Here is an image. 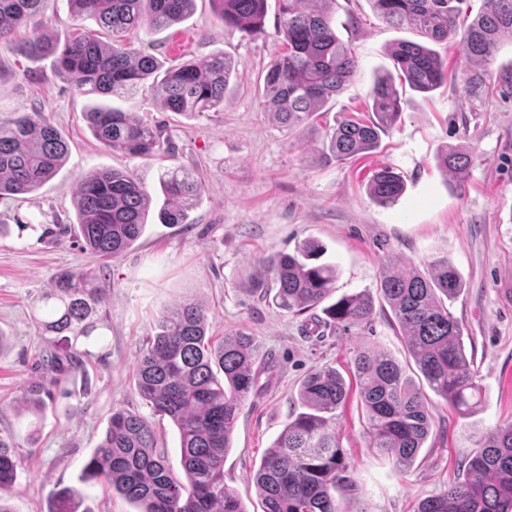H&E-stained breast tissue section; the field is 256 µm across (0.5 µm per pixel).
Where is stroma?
Listing matches in <instances>:
<instances>
[{
    "instance_id": "obj_1",
    "label": "stroma",
    "mask_w": 512,
    "mask_h": 512,
    "mask_svg": "<svg viewBox=\"0 0 512 512\" xmlns=\"http://www.w3.org/2000/svg\"><path fill=\"white\" fill-rule=\"evenodd\" d=\"M276 16V0H267L266 33L253 40L226 30L210 0H196L193 14L180 23L130 31L132 42L167 66L199 63L219 52L243 66L223 107L200 116L165 111L144 90L116 99L122 111L162 129L161 152L144 160L112 154L95 140L86 120L92 99L55 76L51 58L0 47V118L43 113L69 144L52 180L33 193L0 199V435L14 438L21 461L10 512H48L53 492L75 485L82 512H134L120 494L79 481L117 407L150 418L158 448L173 473L182 475L178 431L140 397L136 372L161 311L187 299L205 305L210 336L248 331L266 356L224 460V481L247 512H261L253 475L300 410L299 381L322 366L335 367L349 388L332 423L351 462L348 487L336 494L340 512H416L422 499L461 478L465 460L489 431L512 422V86L498 79L512 70V39L500 43L486 94L476 102L462 92V54L454 45L436 44L457 83L428 94L403 89L401 120L378 148L336 161L318 153L326 123L339 112L366 111L374 80L393 69L390 45L420 36L386 26L369 0H333V28L358 72L325 105L324 117L288 131L271 122L260 79L279 48ZM447 146L474 152L464 180L437 167L435 158ZM386 165L403 176L406 190L382 206L366 183ZM177 166L203 187L190 223L171 226L149 216L143 236L114 260L85 251L69 232L76 190L87 174L134 169L158 207L164 200L158 178ZM307 239L320 241L324 261L335 265L340 295L376 292L391 261L424 270L433 258L445 257L462 277L463 290L449 308L475 349L484 400L478 412L462 418L431 396L433 429L408 469L394 468L371 446L351 372L354 353L375 347L416 374L385 305L376 304L370 328L331 334L314 329L310 313L282 311L247 287L259 259L294 252ZM63 268L99 275L107 318L100 339L87 345L86 374L71 384V397H55L38 416L22 395L41 379L39 299Z\"/></svg>"
}]
</instances>
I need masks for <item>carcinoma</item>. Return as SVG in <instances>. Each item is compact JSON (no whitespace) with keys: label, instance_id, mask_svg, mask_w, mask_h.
Wrapping results in <instances>:
<instances>
[{"label":"carcinoma","instance_id":"obj_1","mask_svg":"<svg viewBox=\"0 0 512 512\" xmlns=\"http://www.w3.org/2000/svg\"><path fill=\"white\" fill-rule=\"evenodd\" d=\"M74 20L93 19L111 32L106 42L80 30L63 44L45 40L35 19L49 0H0V46L30 57H53L54 71L82 95L118 96L148 90L164 109L201 114L224 105V93L240 63L215 54L197 63L164 69L153 55L135 47L125 33L141 25L161 30L185 19L196 0H68ZM224 28L250 38L265 34L267 0H210ZM329 0H278L280 51L263 78L271 116L293 130L306 123L352 80L355 57L336 36L326 5ZM378 18L394 29L409 26L432 43H454L473 72L462 90L479 95L483 73L502 38H512V0H484L482 10L462 23L463 0H371ZM32 27V37L15 40L18 29ZM396 75L375 80L369 92L372 118L343 115L324 135L321 153L346 158L378 147L380 134L398 124L402 98L397 85L418 92L439 88L448 79V64L435 50L400 41L390 48ZM95 139L112 152L145 159L161 148V129L118 108L96 105L87 112ZM68 144L44 115L18 112L0 119V198L30 194L60 170ZM472 155L449 147L437 156L438 168L466 177ZM165 195L158 212L162 224L188 223L202 188L183 169L160 176ZM370 196L383 205L395 203L405 182L393 167L375 171ZM150 194L132 169H104L84 177L77 190L76 225L83 247L118 258L144 233ZM321 247L306 241L293 254L275 253L259 261L250 279L256 290L275 291L278 308L305 312L322 308L326 322L339 332L368 328L374 301L365 292H336V268L319 261ZM424 273L411 264L392 263L377 290L405 337L408 353L428 387L459 415L482 405L474 358L467 356L460 321L445 300L462 288L453 263L440 258ZM103 289L97 278L63 268L41 297L50 306L36 319V335L46 349L42 366L49 378L27 394L40 403L69 394L65 384L89 355L81 343L102 326ZM206 314L197 300L164 309L157 331L147 341L137 367V390L154 413L169 418L178 430L184 477L169 469L158 450L152 424L140 414L116 408L109 426L85 464L80 482L95 481L136 505V512H246L236 491L224 483V458L241 408L258 382L260 344L244 331L218 342L207 335ZM354 375L369 424L371 447L409 468L429 437L433 414L414 378L391 356L363 348L352 359ZM348 390L334 367L311 372L301 382L299 413L266 450L253 479L263 512H339L336 491L350 461L330 424ZM13 444L0 436V512L17 478L19 459ZM465 475L448 491L429 497L417 512H512V423L490 431L464 464ZM81 491L66 486L53 493L50 512H78Z\"/></svg>","mask_w":512,"mask_h":512}]
</instances>
